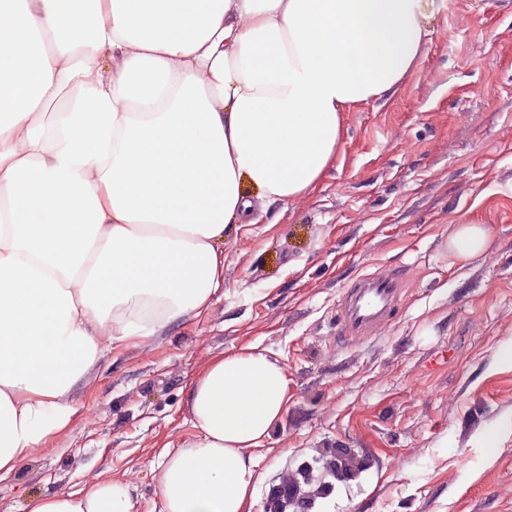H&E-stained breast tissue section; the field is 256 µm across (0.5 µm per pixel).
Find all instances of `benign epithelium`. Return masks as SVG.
Returning a JSON list of instances; mask_svg holds the SVG:
<instances>
[{"mask_svg":"<svg viewBox=\"0 0 512 512\" xmlns=\"http://www.w3.org/2000/svg\"><path fill=\"white\" fill-rule=\"evenodd\" d=\"M320 461L324 476L313 473L311 463H302L270 489L264 512H313L318 500L331 494L334 482L352 480L366 469L349 448H326Z\"/></svg>","mask_w":512,"mask_h":512,"instance_id":"obj_1","label":"benign epithelium"}]
</instances>
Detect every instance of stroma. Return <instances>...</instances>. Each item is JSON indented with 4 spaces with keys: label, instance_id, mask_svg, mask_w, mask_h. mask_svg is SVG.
Wrapping results in <instances>:
<instances>
[{
    "label": "stroma",
    "instance_id": "stroma-1",
    "mask_svg": "<svg viewBox=\"0 0 512 512\" xmlns=\"http://www.w3.org/2000/svg\"><path fill=\"white\" fill-rule=\"evenodd\" d=\"M429 29L396 95L343 113L318 188L233 225L206 310L104 352L70 428L0 479V512L101 472L133 482L134 512H159L156 457L194 435L189 383L249 348L288 379L280 422L250 451V512L336 447L367 467L318 512H512V0H436ZM460 224L493 234L462 267L448 252ZM387 271L396 316L338 339L347 289Z\"/></svg>",
    "mask_w": 512,
    "mask_h": 512
}]
</instances>
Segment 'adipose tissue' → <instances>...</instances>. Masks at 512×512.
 Segmentation results:
<instances>
[{"instance_id": "adipose-tissue-1", "label": "adipose tissue", "mask_w": 512, "mask_h": 512, "mask_svg": "<svg viewBox=\"0 0 512 512\" xmlns=\"http://www.w3.org/2000/svg\"><path fill=\"white\" fill-rule=\"evenodd\" d=\"M434 0H0V476L67 430L113 344L199 314L219 245L259 198L313 190L342 114L418 65ZM490 228L459 225L465 262ZM288 401L261 353L210 358L194 437L156 463L160 512H250ZM91 476L30 512H134Z\"/></svg>"}]
</instances>
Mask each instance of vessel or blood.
<instances>
[{
  "mask_svg": "<svg viewBox=\"0 0 512 512\" xmlns=\"http://www.w3.org/2000/svg\"><path fill=\"white\" fill-rule=\"evenodd\" d=\"M400 294V278L391 274L372 280H358L347 293L341 314V334L345 337L369 335L393 313L392 304Z\"/></svg>",
  "mask_w": 512,
  "mask_h": 512,
  "instance_id": "vessel-or-blood-1",
  "label": "vessel or blood"
}]
</instances>
